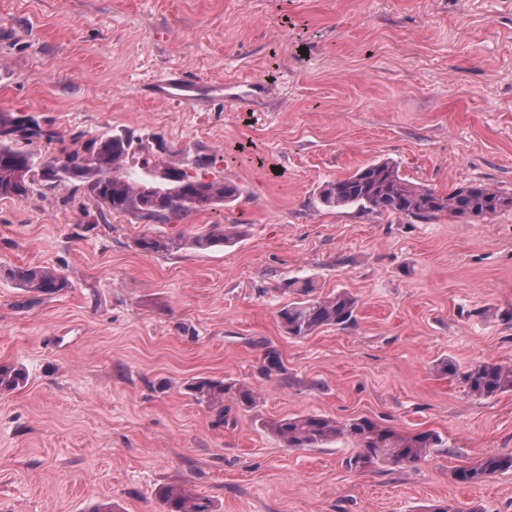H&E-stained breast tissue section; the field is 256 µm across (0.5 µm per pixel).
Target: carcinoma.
Instances as JSON below:
<instances>
[{"mask_svg":"<svg viewBox=\"0 0 512 512\" xmlns=\"http://www.w3.org/2000/svg\"><path fill=\"white\" fill-rule=\"evenodd\" d=\"M50 145L60 140L57 131L43 128L30 116L0 112V198H20L27 194L31 181L39 175L57 183L58 173L87 180L96 197L114 213H131L149 220L168 222L192 210H206L217 204L237 200L240 189L222 178L210 180L153 163L144 158L141 168L147 177L136 176L130 167L129 136L93 137L82 150H61L60 155L42 164L28 162L30 153L21 147L32 139ZM318 198L326 208L355 207L364 212L386 213L422 221L451 214L463 220L484 218L504 208H512V195L484 183L457 186L446 193L420 186L399 174L390 162L366 163L353 173L326 182ZM237 224H209L204 230L175 239L143 235L135 246L143 253L169 251L181 245L197 249L221 247L238 236ZM16 287L38 301L69 288L67 278L54 267L16 266L3 271ZM284 291L297 299L279 310L285 332L295 338L311 335L321 326H341L354 321L357 300L345 292L322 297L315 294L309 280L287 281ZM441 369L460 381L474 398H490L512 392V365L479 361L465 369L445 360ZM25 372L15 366L0 365V394L17 391L26 385ZM188 390L196 402L215 411L217 423L224 422V402L252 409L259 393L248 383L200 378ZM263 427L290 448H316L345 438L360 452L348 460L349 466L365 468L385 463L414 468L433 449L442 445L432 430L402 432L368 417L340 423L318 414H300L273 419ZM512 470V452L486 453L476 464L453 471L461 484H478L491 476ZM162 512H212L211 503L185 484L167 485L157 491Z\"/></svg>","mask_w":512,"mask_h":512,"instance_id":"1","label":"carcinoma"}]
</instances>
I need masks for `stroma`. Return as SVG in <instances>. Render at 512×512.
Here are the masks:
<instances>
[{"mask_svg":"<svg viewBox=\"0 0 512 512\" xmlns=\"http://www.w3.org/2000/svg\"><path fill=\"white\" fill-rule=\"evenodd\" d=\"M204 88L187 110L153 85ZM259 83L234 100L217 83ZM0 112L59 131L129 134L136 157L208 164L237 201L168 223L101 209L79 178L0 199V269L46 265L70 288L27 305L0 276V512H160L185 484L216 512H512V471L452 473L512 451V392L468 396L440 369L512 363V209L419 222L318 199L387 160L439 192L512 193V0H0ZM237 224L233 244L146 254L142 234ZM357 300L355 320L297 339L278 319L289 280ZM281 370L269 368L267 350ZM251 384L224 424L186 386ZM306 413L433 430L416 468L347 467L341 438L290 448L264 421ZM26 374L18 367L0 365V394L17 391L26 385ZM512 470V452L486 453L476 464L453 471L454 479L461 484H478L491 476Z\"/></svg>","mask_w":512,"mask_h":512,"instance_id":"obj_1","label":"stroma"}]
</instances>
